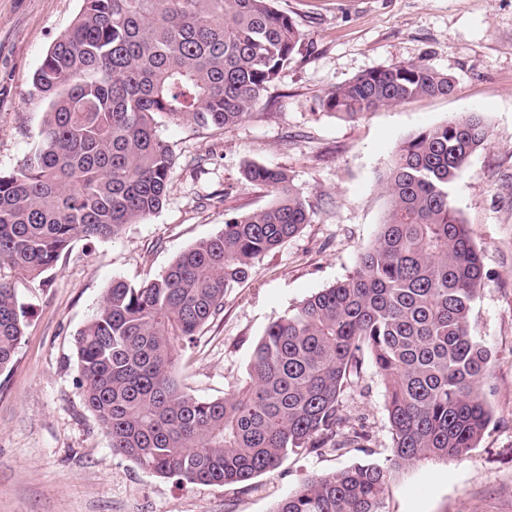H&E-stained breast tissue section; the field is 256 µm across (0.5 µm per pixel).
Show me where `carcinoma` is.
<instances>
[{"instance_id": "1", "label": "carcinoma", "mask_w": 512, "mask_h": 512, "mask_svg": "<svg viewBox=\"0 0 512 512\" xmlns=\"http://www.w3.org/2000/svg\"><path fill=\"white\" fill-rule=\"evenodd\" d=\"M300 40L273 0H83L34 74L49 110L33 146L0 172V266L37 280L75 239L115 238L157 213L175 168L159 119L242 122ZM454 90L427 63H400L332 88L321 106L354 121ZM488 140L483 115L467 112L403 141L381 178L383 220L354 271L267 327L242 388L200 399L179 383L182 355L255 262L312 220L284 171L247 166L245 179L269 188L272 203L225 219L155 278L112 280L77 338L85 404L112 453L181 484L224 486L272 472L290 453L362 448L369 435L344 431L340 396L368 364L384 384L388 464L313 476L272 512H385L393 474L476 448L491 421L490 353L469 329L484 267L451 189ZM26 324L0 280V370Z\"/></svg>"}]
</instances>
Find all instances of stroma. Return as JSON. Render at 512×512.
<instances>
[{"instance_id":"obj_1","label":"stroma","mask_w":512,"mask_h":512,"mask_svg":"<svg viewBox=\"0 0 512 512\" xmlns=\"http://www.w3.org/2000/svg\"><path fill=\"white\" fill-rule=\"evenodd\" d=\"M302 34L300 51L253 108L224 129L161 122L177 166L162 209L109 239H78L31 281L0 267L27 309V327L0 370V512H271L314 475L385 463L393 439L384 385L366 369L342 396L366 449L288 455L246 486L178 485L113 454L88 411L76 338L112 280L162 274L224 219L267 206L245 166L285 171L314 207L310 224L260 259L228 293L223 313L188 349L178 379L198 398L242 387L255 344L289 309L345 278L386 209L380 178L396 146L463 112L490 130L452 188V202L483 256L470 331L491 352L482 392L492 419L477 448L424 459L389 482L387 512H512V0H275ZM83 0H0V170L29 152L47 99L32 76L73 25ZM425 62L454 78L450 96H424L347 121L320 100L332 87L397 63Z\"/></svg>"}]
</instances>
